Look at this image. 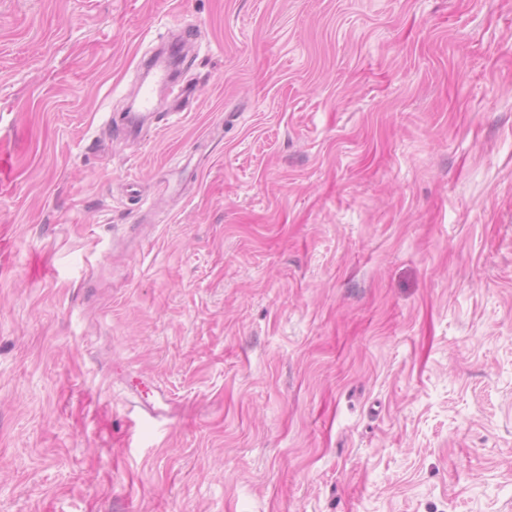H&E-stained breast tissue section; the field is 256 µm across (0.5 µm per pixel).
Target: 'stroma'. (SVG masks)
<instances>
[{"label":"stroma","mask_w":512,"mask_h":512,"mask_svg":"<svg viewBox=\"0 0 512 512\" xmlns=\"http://www.w3.org/2000/svg\"><path fill=\"white\" fill-rule=\"evenodd\" d=\"M0 148V512H512V0H0Z\"/></svg>","instance_id":"stroma-1"}]
</instances>
